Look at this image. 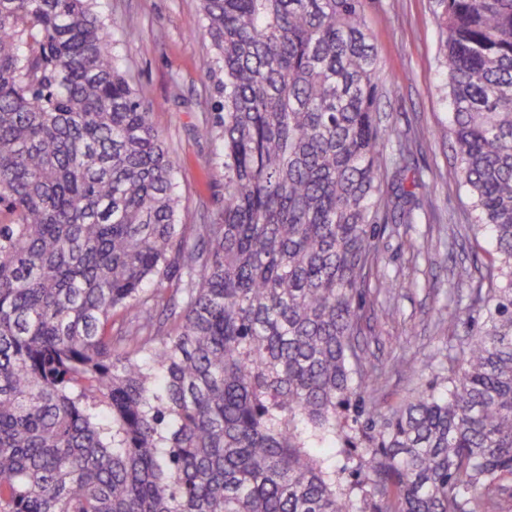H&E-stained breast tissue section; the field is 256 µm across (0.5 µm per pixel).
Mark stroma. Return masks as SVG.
Returning a JSON list of instances; mask_svg holds the SVG:
<instances>
[{
	"instance_id": "obj_1",
	"label": "stroma",
	"mask_w": 512,
	"mask_h": 512,
	"mask_svg": "<svg viewBox=\"0 0 512 512\" xmlns=\"http://www.w3.org/2000/svg\"><path fill=\"white\" fill-rule=\"evenodd\" d=\"M112 26V54L129 75L155 128L176 162L185 224H206L224 207L222 148L201 137L214 125L224 74L205 34L199 0H99ZM435 0H367L366 19L385 83L378 117L390 132L387 153L408 141L406 179L419 180L413 223H389L373 276L396 281L391 291L370 288L359 340L379 370L362 395L365 406L385 412L426 389L434 375H450L451 346L466 332L451 317L459 302L451 287L460 268L485 262L491 237L468 238L469 199L452 176L456 157L448 136L449 104L439 65ZM164 29L165 40L155 38ZM388 320H381V313ZM429 365L425 374L403 361Z\"/></svg>"
}]
</instances>
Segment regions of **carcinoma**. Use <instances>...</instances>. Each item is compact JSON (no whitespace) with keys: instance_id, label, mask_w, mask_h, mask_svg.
I'll use <instances>...</instances> for the list:
<instances>
[{"instance_id":"obj_1","label":"carcinoma","mask_w":512,"mask_h":512,"mask_svg":"<svg viewBox=\"0 0 512 512\" xmlns=\"http://www.w3.org/2000/svg\"><path fill=\"white\" fill-rule=\"evenodd\" d=\"M365 0H201L224 211L175 162L97 0H0V512H497L512 500V0H438L453 174L494 254L448 384L387 414L355 336L413 221ZM176 318L164 331L160 314ZM361 446L362 479L336 455Z\"/></svg>"}]
</instances>
